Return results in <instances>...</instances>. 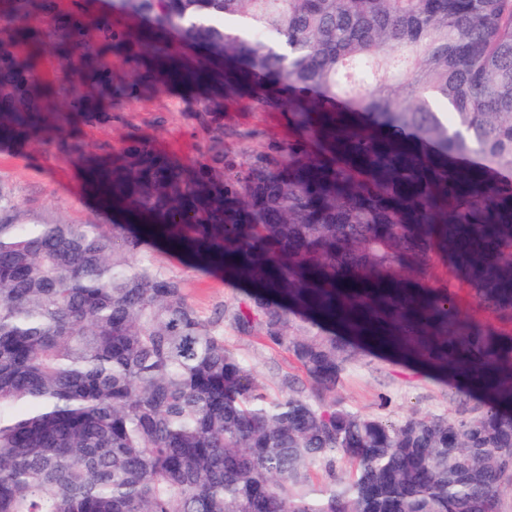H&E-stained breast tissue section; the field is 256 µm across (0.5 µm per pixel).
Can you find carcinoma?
<instances>
[{
  "label": "carcinoma",
  "mask_w": 512,
  "mask_h": 512,
  "mask_svg": "<svg viewBox=\"0 0 512 512\" xmlns=\"http://www.w3.org/2000/svg\"><path fill=\"white\" fill-rule=\"evenodd\" d=\"M49 17L47 32L25 18ZM174 29L227 98L295 137L239 167L138 142L68 153L137 224L26 215L0 188V512H502L512 486V0H112ZM0 32V143L107 115L104 43L57 0H14ZM23 37L30 54H19ZM84 84L42 79L46 38ZM158 241L249 284L205 317L145 258ZM454 260L462 284L437 279ZM501 324L461 315L457 291ZM307 374L267 388L224 321ZM346 327L338 334L336 326ZM486 399L397 422L331 397L354 338ZM328 485L315 494L311 473Z\"/></svg>",
  "instance_id": "1"
}]
</instances>
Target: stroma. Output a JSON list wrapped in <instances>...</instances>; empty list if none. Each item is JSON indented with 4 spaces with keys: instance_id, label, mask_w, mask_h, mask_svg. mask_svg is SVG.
I'll return each instance as SVG.
<instances>
[{
    "instance_id": "35a3bbf8",
    "label": "stroma",
    "mask_w": 512,
    "mask_h": 512,
    "mask_svg": "<svg viewBox=\"0 0 512 512\" xmlns=\"http://www.w3.org/2000/svg\"><path fill=\"white\" fill-rule=\"evenodd\" d=\"M111 62L112 80L124 86L127 95L115 102L100 101V111L109 115L105 123L72 129V136L86 150L118 152L145 141L161 153L192 164L218 143L225 160L245 165L266 151L270 143L288 140L291 135L284 116L258 111L247 99L209 100L194 85H154L137 78L136 63L128 57L115 54ZM0 185L11 190L26 214L47 222L121 221L100 202L78 164L54 139L22 148H0ZM149 256L182 279L189 302L201 315L243 305L247 299V284L229 280L223 272L202 271L161 247L151 250ZM224 337L227 344L250 360L260 381L273 384L282 371L303 378V370L287 349L270 347L256 335H240L229 322L224 325ZM336 395L352 408L388 421L412 413L454 416L459 411V396L448 382L417 365L369 350L359 351L357 362L341 379Z\"/></svg>"
}]
</instances>
